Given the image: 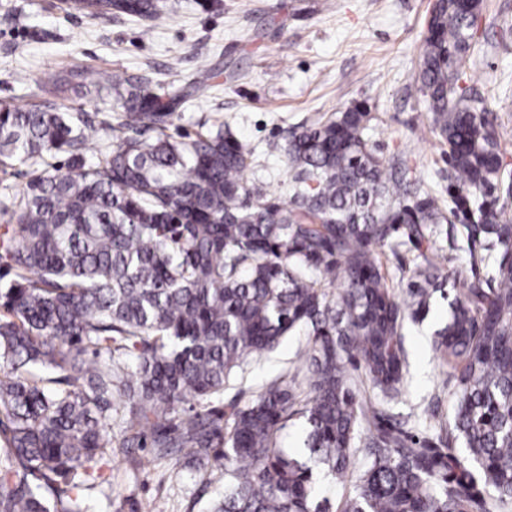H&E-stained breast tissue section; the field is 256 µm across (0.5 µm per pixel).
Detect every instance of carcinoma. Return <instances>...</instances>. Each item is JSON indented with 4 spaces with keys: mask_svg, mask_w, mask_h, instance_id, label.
<instances>
[{
    "mask_svg": "<svg viewBox=\"0 0 512 512\" xmlns=\"http://www.w3.org/2000/svg\"><path fill=\"white\" fill-rule=\"evenodd\" d=\"M482 5L437 0L415 74L448 146V204L375 153L376 117L361 104L291 135L282 199L247 185L254 152L223 123L169 135L181 98L156 93L148 74L84 72L105 92L93 112L0 102V172L27 167L21 190L0 193L16 225L0 234V512H89L114 413L123 448L144 447L149 429L162 457L222 460L212 512H500L512 502V181L487 104L462 85ZM70 7L148 29L168 15L160 0ZM489 188L500 195L479 201ZM461 216L480 250L423 248ZM406 247L418 262L397 292L381 254ZM479 265L484 277L449 296L447 282ZM436 293L448 320L432 344L456 408L416 441L375 400L406 392L401 333ZM293 333L310 345L306 388L279 376L227 419L211 408ZM352 370L365 379L353 384ZM295 416L302 446L282 448ZM355 464L353 490L335 505L315 500L316 473L342 483Z\"/></svg>",
    "mask_w": 512,
    "mask_h": 512,
    "instance_id": "1",
    "label": "carcinoma"
}]
</instances>
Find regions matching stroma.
<instances>
[{
	"mask_svg": "<svg viewBox=\"0 0 512 512\" xmlns=\"http://www.w3.org/2000/svg\"><path fill=\"white\" fill-rule=\"evenodd\" d=\"M169 18L152 32L127 18L91 19L64 11L60 0H0V100L33 104L31 82L53 84L67 71L106 68L120 75L148 73L163 90H179L209 63L211 86L178 105L172 135L196 133L221 119L232 136L255 148L245 174L269 194L287 197L291 132L365 104L376 117L372 139L384 160L401 159L440 198L448 196V148L431 133L427 105L415 84L425 20L434 0H165ZM467 69L470 95L498 117L512 172V0H483ZM30 83L17 82V72ZM437 300L427 318L404 330L412 377L391 409L399 420L418 414L423 436L454 413L446 375L432 349V332L446 321ZM306 349L287 337L262 365L250 368L242 389H228L221 408L246 404L269 378L293 373ZM103 478L91 493L94 512H208L222 484L203 467L125 448L112 437V454L96 466Z\"/></svg>",
	"mask_w": 512,
	"mask_h": 512,
	"instance_id": "35a3bbf8",
	"label": "stroma"
}]
</instances>
